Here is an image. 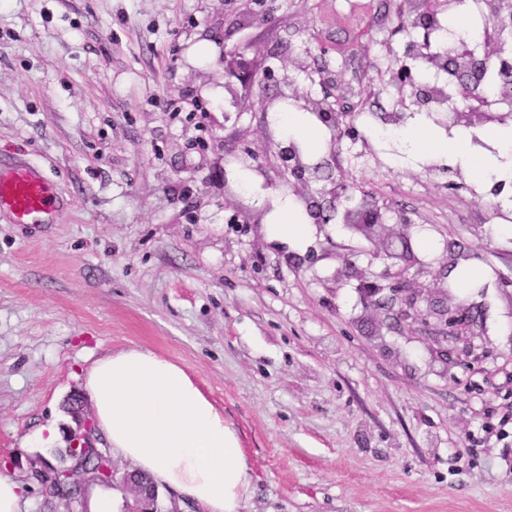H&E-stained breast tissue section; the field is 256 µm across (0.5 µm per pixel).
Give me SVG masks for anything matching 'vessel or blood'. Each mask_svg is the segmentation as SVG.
<instances>
[{
	"label": "vessel or blood",
	"instance_id": "vessel-or-blood-1",
	"mask_svg": "<svg viewBox=\"0 0 512 512\" xmlns=\"http://www.w3.org/2000/svg\"><path fill=\"white\" fill-rule=\"evenodd\" d=\"M56 202L52 185L31 167L0 161V210H8L17 223L52 212Z\"/></svg>",
	"mask_w": 512,
	"mask_h": 512
}]
</instances>
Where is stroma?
I'll list each match as a JSON object with an SVG mask.
<instances>
[{
    "instance_id": "35a3bbf8",
    "label": "stroma",
    "mask_w": 512,
    "mask_h": 512,
    "mask_svg": "<svg viewBox=\"0 0 512 512\" xmlns=\"http://www.w3.org/2000/svg\"><path fill=\"white\" fill-rule=\"evenodd\" d=\"M399 0H0V159L30 164L57 207L0 210V474L42 497L34 463L65 466L93 417L85 371L143 346L180 364L238 431L244 512H512V188L399 141L343 142L334 175L409 212L422 306L470 308L440 354L366 309L345 265L386 263L341 224L275 237L262 194L286 135L245 68L319 84L358 112L393 109ZM251 172L245 187L235 169ZM481 268L461 287L460 271ZM447 293H440V279ZM54 426V447L33 435Z\"/></svg>"
}]
</instances>
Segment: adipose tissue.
Returning <instances> with one entry per match:
<instances>
[{"instance_id":"1","label":"adipose tissue","mask_w":512,"mask_h":512,"mask_svg":"<svg viewBox=\"0 0 512 512\" xmlns=\"http://www.w3.org/2000/svg\"><path fill=\"white\" fill-rule=\"evenodd\" d=\"M401 142L409 155H454L476 180L512 181V125L488 126L473 139L418 124ZM85 387L113 455L203 512H242L250 469L238 433L180 364L132 346L96 360Z\"/></svg>"}]
</instances>
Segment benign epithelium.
<instances>
[{"mask_svg":"<svg viewBox=\"0 0 512 512\" xmlns=\"http://www.w3.org/2000/svg\"><path fill=\"white\" fill-rule=\"evenodd\" d=\"M486 13L491 15L492 29L487 33V40L462 44L453 52L442 48L430 51L431 35L436 22L453 0H435L430 9L419 12L417 20L405 43L403 54L397 57L390 68L391 82L396 87L401 101H409V106L418 112L429 111V103L435 93H440L448 102V109L460 116L466 123L473 122L474 116L488 115L495 112L501 116H512V92L507 91L494 100L467 104L461 84L469 85L481 78L490 67L512 70V3L508 0H479ZM435 57L437 70L446 72L455 66L462 75V82H453L448 88L436 89L435 86L422 85L414 80L413 69L416 63L427 57ZM291 99L297 108L313 113L330 131L336 130V101L325 95L315 98L310 92L302 94L292 92ZM275 164L285 185L296 192L305 207L308 216L316 224L325 223L327 216L323 207L309 188L311 171L315 166L305 161L299 146L290 141L277 144L274 155ZM318 194L330 196L329 209L333 214L341 215V223L352 231L359 230L365 238L373 242L383 257L392 260L395 271L384 284L364 278L361 271L355 272L360 281L363 294L373 297L372 304L384 311L382 320L388 325L400 327L421 323L427 326L430 342L441 352H448V337L458 335V328L469 321L462 314L452 320L448 319V309L421 310L419 307L420 289L414 287L409 269L419 264L408 235L394 232L385 223V213L375 208L355 215L349 201L351 188L344 182L333 184L328 190ZM95 430L94 423L88 421L83 430L73 433L69 438L67 452L72 465L64 471L54 470L41 465L34 467L32 475L41 486L42 492L66 506L65 512H87L88 485L91 483L115 485L120 484L133 491V502L126 504L124 512H161L158 506V490L155 487L140 485L133 481L132 474L121 476L112 466L109 449L90 446V437ZM96 455L101 465L88 467L82 464L84 457Z\"/></svg>","mask_w":512,"mask_h":512,"instance_id":"benign-epithelium-1","label":"benign epithelium"}]
</instances>
